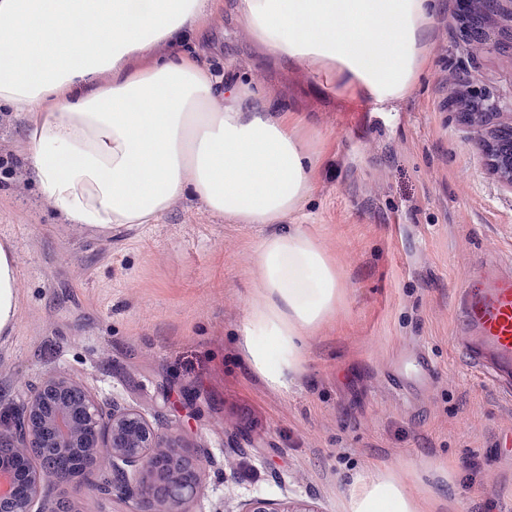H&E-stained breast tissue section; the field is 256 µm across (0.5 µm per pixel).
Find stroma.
Listing matches in <instances>:
<instances>
[{
    "label": "stroma",
    "mask_w": 512,
    "mask_h": 512,
    "mask_svg": "<svg viewBox=\"0 0 512 512\" xmlns=\"http://www.w3.org/2000/svg\"><path fill=\"white\" fill-rule=\"evenodd\" d=\"M237 0H209L180 45L219 82L246 80L311 124L314 189L288 216L343 275L335 318L304 340L306 370L279 389L245 361L241 327L267 224H241L192 195L151 224L105 236L73 225L24 160L29 118L0 104V241L19 263L16 327L0 337V423L49 370L104 403L140 410L207 461L188 512H237L259 495L341 512L352 474L390 466L431 512H512V400L459 355L456 300L476 268L512 277V190L488 169L479 131L448 110L460 79L512 100V24L494 47L467 38L454 0H434L414 89L386 104L297 63L271 61ZM153 56V57H154ZM426 354L429 383L398 394L389 376ZM72 512H137L135 500L50 483Z\"/></svg>",
    "instance_id": "obj_1"
}]
</instances>
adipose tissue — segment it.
<instances>
[{
	"mask_svg": "<svg viewBox=\"0 0 512 512\" xmlns=\"http://www.w3.org/2000/svg\"><path fill=\"white\" fill-rule=\"evenodd\" d=\"M0 0V103L31 116L27 162L41 194L81 229L157 220L184 195L242 224H274L242 326L245 359L285 388L305 371L303 339L343 300L341 276L301 225L283 226L313 190L319 154L309 124L274 113L271 96L219 90L195 61L159 58L206 0ZM254 41L382 103L409 94L425 59L428 0H239ZM226 104H219V97ZM18 264L0 244V335L18 315ZM343 512H424L386 467L356 472Z\"/></svg>",
	"mask_w": 512,
	"mask_h": 512,
	"instance_id": "adipose-tissue-1",
	"label": "adipose tissue"
}]
</instances>
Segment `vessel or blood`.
<instances>
[{"mask_svg": "<svg viewBox=\"0 0 512 512\" xmlns=\"http://www.w3.org/2000/svg\"><path fill=\"white\" fill-rule=\"evenodd\" d=\"M458 319L472 333L463 350L467 366L496 392L512 396V279L490 267L477 272L474 287L460 295ZM434 371L425 355H417L407 369H396L392 387L405 392L409 381H428Z\"/></svg>", "mask_w": 512, "mask_h": 512, "instance_id": "b4317fda", "label": "vessel or blood"}]
</instances>
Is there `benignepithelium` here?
Wrapping results in <instances>:
<instances>
[{
	"label": "benign epithelium",
	"mask_w": 512,
	"mask_h": 512,
	"mask_svg": "<svg viewBox=\"0 0 512 512\" xmlns=\"http://www.w3.org/2000/svg\"><path fill=\"white\" fill-rule=\"evenodd\" d=\"M491 19L512 22V0H479ZM465 94L481 111L459 117L484 130L478 145L489 170L512 189V125L496 120L512 112L486 90L465 86ZM72 454L83 464L46 475L54 452ZM107 455L112 467L97 469ZM39 457V465L33 458ZM198 456L172 437L159 432L136 409L116 403L106 407L83 382L57 371L43 374L20 405L11 425L0 428V512H60L47 495L50 479H80L104 495L134 498L152 512H186V496L198 483ZM240 512H319L305 500L292 499L272 507L266 498L252 497Z\"/></svg>",
	"instance_id": "benign-epithelium-1"
}]
</instances>
